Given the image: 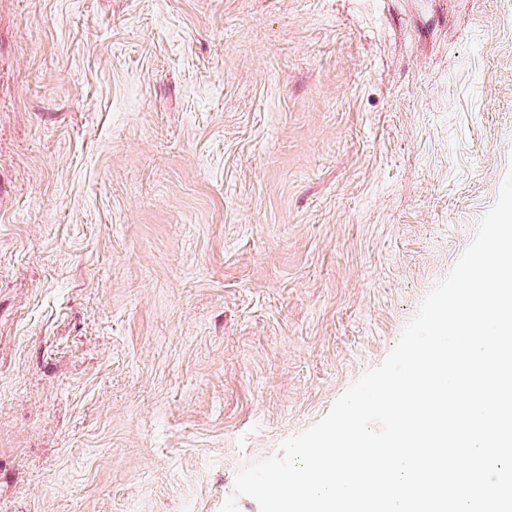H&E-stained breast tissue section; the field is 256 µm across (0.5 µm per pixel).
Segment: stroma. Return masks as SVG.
Segmentation results:
<instances>
[{"label": "stroma", "instance_id": "stroma-1", "mask_svg": "<svg viewBox=\"0 0 512 512\" xmlns=\"http://www.w3.org/2000/svg\"><path fill=\"white\" fill-rule=\"evenodd\" d=\"M511 166L512 0H0V512H259Z\"/></svg>", "mask_w": 512, "mask_h": 512}]
</instances>
